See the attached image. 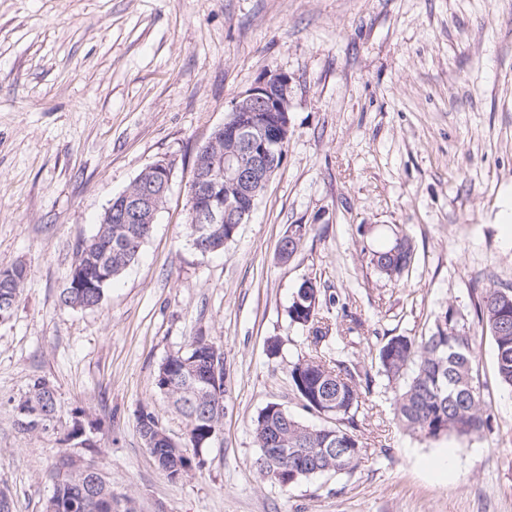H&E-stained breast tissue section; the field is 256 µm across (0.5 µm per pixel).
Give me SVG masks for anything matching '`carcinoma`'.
Segmentation results:
<instances>
[{"label":"carcinoma","mask_w":512,"mask_h":512,"mask_svg":"<svg viewBox=\"0 0 512 512\" xmlns=\"http://www.w3.org/2000/svg\"><path fill=\"white\" fill-rule=\"evenodd\" d=\"M231 224H212L206 241L222 249L233 241ZM146 224L97 225L94 234L77 250L65 288L60 294L63 305L88 310L100 305L109 287L135 261L150 237ZM413 246L407 236L372 251L370 263L388 278L401 277L399 263L409 269ZM26 278L23 266L0 269V314L9 319ZM504 289L490 283L483 289L479 302L481 322L495 346V364L500 381L512 387V288L511 300L502 302L498 294ZM295 295L299 303L289 307L291 322L312 334V341L325 338L317 320L320 288L314 279H305ZM477 337L460 325L453 308L441 312L431 332L420 338L392 336L378 349L379 371L391 380L404 382L395 399V413L405 430L421 438L436 439L454 435L459 438L480 437L489 429V414L477 385L474 350ZM293 389L304 408L332 419L323 427L309 426L283 410L277 403L262 408L253 421L258 448L267 446L269 438L279 436L283 447L292 448L288 458L268 459L259 453L255 460L258 472L268 477L279 473L277 483L285 488L325 472L351 474L359 466L363 445L355 433L354 417L362 404L357 373L339 360L331 367L315 358H301L289 366ZM224 352L215 342L202 336L191 341L184 352L166 358L155 377L156 389L169 405L186 420L193 448L207 447L223 428ZM18 429L27 434L47 429L59 413L55 389L37 378L23 400L15 407ZM140 435L146 447L154 448L158 467L170 479L175 463L192 461L158 424L155 413L145 407L137 415ZM55 512H108L102 508L112 498V481L94 490L65 467L57 465L50 474Z\"/></svg>","instance_id":"cac0c4a2"}]
</instances>
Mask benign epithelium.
Here are the masks:
<instances>
[{"mask_svg":"<svg viewBox=\"0 0 512 512\" xmlns=\"http://www.w3.org/2000/svg\"><path fill=\"white\" fill-rule=\"evenodd\" d=\"M293 80L270 73L240 94L231 114L201 148L190 183L189 221L206 237L210 224H245L282 166L289 135ZM172 165L159 160L112 200L105 223L153 224L164 205Z\"/></svg>","mask_w":512,"mask_h":512,"instance_id":"7a95c632","label":"benign epithelium"}]
</instances>
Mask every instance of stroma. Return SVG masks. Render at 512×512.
<instances>
[{
    "label": "stroma",
    "mask_w": 512,
    "mask_h": 512,
    "mask_svg": "<svg viewBox=\"0 0 512 512\" xmlns=\"http://www.w3.org/2000/svg\"><path fill=\"white\" fill-rule=\"evenodd\" d=\"M276 71L294 80L283 165L237 237L200 255L185 225L195 155ZM159 160L172 182L137 261L99 308L62 306L79 244ZM511 205L512 0H0V268H26L0 324V488L14 512H44L66 452L111 479L112 512H512V389L476 314L488 282L512 287ZM292 224L310 230L283 262ZM401 229L413 258L394 280L370 253ZM307 278L329 328L317 344L288 318ZM450 307L477 338L491 430L421 439L394 416L401 384L378 374L377 348L428 334ZM198 336L224 352V425L173 481L136 414L187 444L153 380ZM317 352L373 377L355 416L363 459L284 489L252 467V424L270 403L323 424L288 375ZM39 377L59 414L29 435L14 407ZM77 420L91 447L67 440ZM443 454L447 474L433 467Z\"/></svg>",
    "instance_id": "obj_1"
}]
</instances>
